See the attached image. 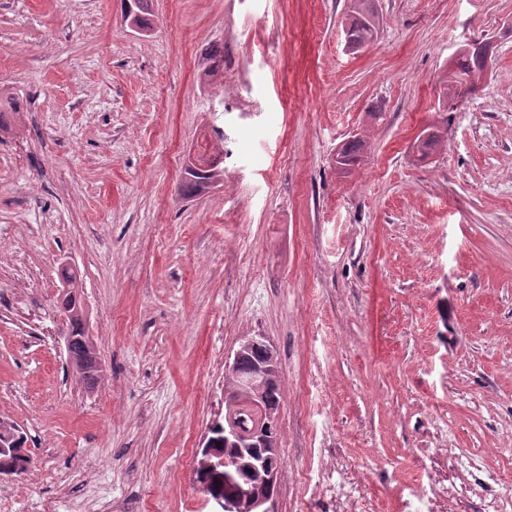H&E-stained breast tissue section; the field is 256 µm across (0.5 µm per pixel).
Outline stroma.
Wrapping results in <instances>:
<instances>
[{
	"instance_id": "35a3bbf8",
	"label": "stroma",
	"mask_w": 512,
	"mask_h": 512,
	"mask_svg": "<svg viewBox=\"0 0 512 512\" xmlns=\"http://www.w3.org/2000/svg\"><path fill=\"white\" fill-rule=\"evenodd\" d=\"M0 0V418L28 439L9 512H224L195 456L224 422V364L266 337L281 371L274 512L365 483L380 512L427 462L440 512L512 485V0ZM492 72L443 111L448 61ZM224 48V81L204 79ZM224 131V183L181 190ZM426 128L444 144L427 160ZM368 145L341 173L349 140ZM106 365L73 374L63 259ZM347 5L343 33L348 47L358 50L377 39L380 16L373 0H350Z\"/></svg>"
}]
</instances>
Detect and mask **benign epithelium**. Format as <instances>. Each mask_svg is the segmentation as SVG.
Masks as SVG:
<instances>
[{"instance_id":"7a95c632","label":"benign epithelium","mask_w":512,"mask_h":512,"mask_svg":"<svg viewBox=\"0 0 512 512\" xmlns=\"http://www.w3.org/2000/svg\"><path fill=\"white\" fill-rule=\"evenodd\" d=\"M80 319L84 328L81 338L83 352L73 353V338L65 337V348L73 371L79 372L92 382H99L104 376L102 360L97 345L89 332L85 304L81 303L70 312ZM225 372L238 381L239 398H225L224 426L217 430V436L206 444L202 459V478L206 490L215 499L225 501L231 512H273L274 499L255 489V485L275 481L278 469L259 463L250 473H245L238 460L224 453L231 445H258L269 449V457L280 455L273 424L275 414L264 399L253 390L254 383L272 378L278 373L274 348L263 336L245 339L235 352L233 359L225 362ZM247 411L252 426H239L238 414Z\"/></svg>"}]
</instances>
